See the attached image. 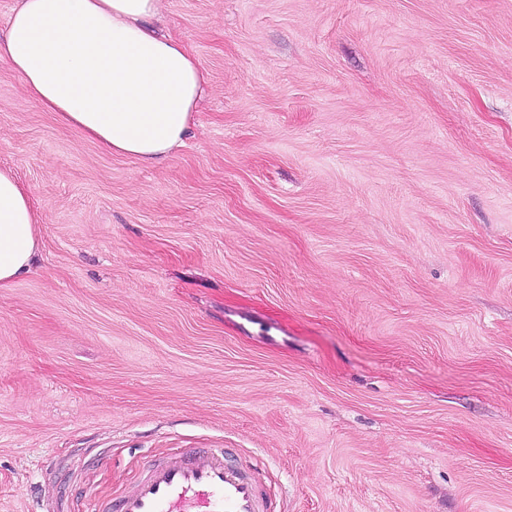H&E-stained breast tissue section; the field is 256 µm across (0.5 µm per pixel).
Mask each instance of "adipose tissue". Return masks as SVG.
<instances>
[{
  "label": "adipose tissue",
  "instance_id": "ef3b65f1",
  "mask_svg": "<svg viewBox=\"0 0 512 512\" xmlns=\"http://www.w3.org/2000/svg\"><path fill=\"white\" fill-rule=\"evenodd\" d=\"M159 0H18L0 63L62 125L109 154L153 163L185 143L206 76L181 41L149 21ZM30 190L0 169V291L40 249Z\"/></svg>",
  "mask_w": 512,
  "mask_h": 512
}]
</instances>
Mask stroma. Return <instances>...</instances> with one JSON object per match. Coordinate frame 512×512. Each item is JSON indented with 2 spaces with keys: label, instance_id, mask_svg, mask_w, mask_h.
I'll list each match as a JSON object with an SVG mask.
<instances>
[{
  "label": "stroma",
  "instance_id": "1",
  "mask_svg": "<svg viewBox=\"0 0 512 512\" xmlns=\"http://www.w3.org/2000/svg\"><path fill=\"white\" fill-rule=\"evenodd\" d=\"M184 146L101 151L0 63L40 254L0 291V512L222 448L275 512H512V0H160Z\"/></svg>",
  "mask_w": 512,
  "mask_h": 512
}]
</instances>
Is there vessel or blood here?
Returning <instances> with one entry per match:
<instances>
[{
    "label": "vessel or blood",
    "mask_w": 512,
    "mask_h": 512,
    "mask_svg": "<svg viewBox=\"0 0 512 512\" xmlns=\"http://www.w3.org/2000/svg\"><path fill=\"white\" fill-rule=\"evenodd\" d=\"M98 512H268L251 471L230 463L221 448L205 459L195 450L148 461L128 492L103 503Z\"/></svg>",
    "instance_id": "b4317fda"
}]
</instances>
